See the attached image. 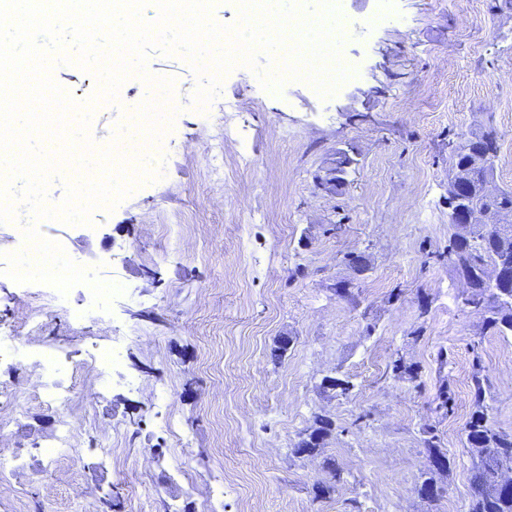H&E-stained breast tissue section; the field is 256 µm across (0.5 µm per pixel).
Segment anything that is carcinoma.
<instances>
[{
  "mask_svg": "<svg viewBox=\"0 0 512 512\" xmlns=\"http://www.w3.org/2000/svg\"><path fill=\"white\" fill-rule=\"evenodd\" d=\"M499 143L493 131L473 133L468 145L454 150L448 178L462 181L468 188L469 203L476 207H493L500 215V223L480 226L453 225L448 238V262L457 275L467 278L473 292L466 305L486 315L489 329L500 336L512 335V307L501 303V298L512 296V275L497 282L487 283L484 264L495 261L503 248L512 246V188L498 189V195L488 199L481 194L480 184L486 171H495ZM475 409L466 426V444L474 460V475L466 512H512V495L499 492L493 475L499 467L512 468V434L497 430L489 421L485 404L487 390L480 372L473 375ZM332 422L314 419L302 441L304 452L313 454L322 448L318 433L331 431Z\"/></svg>",
  "mask_w": 512,
  "mask_h": 512,
  "instance_id": "cac0c4a2",
  "label": "carcinoma"
}]
</instances>
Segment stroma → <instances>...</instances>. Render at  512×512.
<instances>
[{"instance_id": "35a3bbf8", "label": "stroma", "mask_w": 512, "mask_h": 512, "mask_svg": "<svg viewBox=\"0 0 512 512\" xmlns=\"http://www.w3.org/2000/svg\"><path fill=\"white\" fill-rule=\"evenodd\" d=\"M344 0L341 52L360 76L330 97L301 84L273 93L228 72L208 111L181 56L152 51L174 81L177 119L162 176L85 225L38 224L76 264L124 287L110 309L86 285L55 298L0 279V512H465L472 373L491 423L512 434V336L466 307L443 254L451 147L493 129L495 181L512 187V7L492 0ZM74 100L101 89L73 64L53 69ZM153 92L138 75L93 113L108 144ZM354 164L339 191L316 186L337 152ZM364 254L367 268L349 265ZM354 295L337 294L339 282ZM291 343L280 360L281 337ZM120 361L94 376L92 354ZM67 388L42 398L41 351ZM416 378L394 372V360ZM349 380L342 395L325 377ZM449 409H441L442 395ZM334 424L320 453L293 448L315 416ZM73 448L45 447L59 418ZM449 461L436 499L418 493L427 435ZM333 484L329 496L317 484Z\"/></svg>"}]
</instances>
